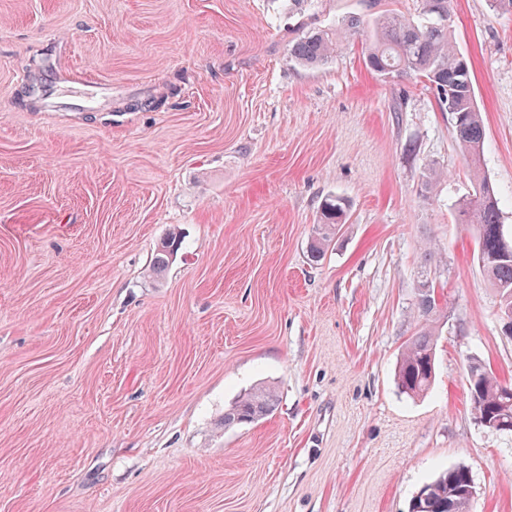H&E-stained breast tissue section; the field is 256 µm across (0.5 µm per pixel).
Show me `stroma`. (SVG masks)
Segmentation results:
<instances>
[{"instance_id": "obj_1", "label": "stroma", "mask_w": 512, "mask_h": 512, "mask_svg": "<svg viewBox=\"0 0 512 512\" xmlns=\"http://www.w3.org/2000/svg\"><path fill=\"white\" fill-rule=\"evenodd\" d=\"M452 7L510 233L512 14ZM366 11L0 0V512H408L458 464L470 512H512V436L467 400L469 359L512 382V338L456 221L475 174L451 115L422 79L367 69L360 39L290 58ZM330 194L350 217L313 263ZM423 280L442 294L435 380L411 399L394 374ZM261 386L276 410L224 427ZM339 37V34L331 33L330 35L323 30L307 33L293 43L291 54L300 64L306 66L323 65L335 54ZM169 242V244H168ZM176 245L174 251H171L170 245ZM181 244V234L176 228L170 229L168 233L158 243L152 261L150 263V274L157 275L160 271L168 267L174 254L178 251Z\"/></svg>"}]
</instances>
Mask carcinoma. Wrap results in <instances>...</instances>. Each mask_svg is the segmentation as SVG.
I'll return each mask as SVG.
<instances>
[{"instance_id":"carcinoma-1","label":"carcinoma","mask_w":512,"mask_h":512,"mask_svg":"<svg viewBox=\"0 0 512 512\" xmlns=\"http://www.w3.org/2000/svg\"><path fill=\"white\" fill-rule=\"evenodd\" d=\"M351 19L343 31L365 43L364 62L380 76L397 74L424 80L439 103L451 112L456 141L472 164L480 161L484 143V125L475 99L469 64L457 52L451 36V0H420L419 19L410 20L387 11H375ZM339 35L323 30L297 39L292 47L294 59L306 66L327 63L338 48ZM474 197L458 207V219L471 224L478 244V261L499 297L500 315H512V249L500 247V209L493 186L474 170ZM348 201L340 196L325 198L320 207V224L309 242L311 261L318 262L342 230L347 220ZM181 244L179 230L172 229L158 243L150 274L168 267L174 256L170 245ZM439 300L436 288L429 285L418 293L421 322L415 336L406 345L395 373L400 393L415 398L426 393L435 377V332L432 317ZM467 370L470 411L476 423L501 422L512 426V385L500 381L479 361L471 360ZM277 394L270 388L252 389L239 396L224 410V427L251 423L275 410ZM473 477L468 467L457 465L423 485L428 500L419 497L410 503V512H470Z\"/></svg>"}]
</instances>
